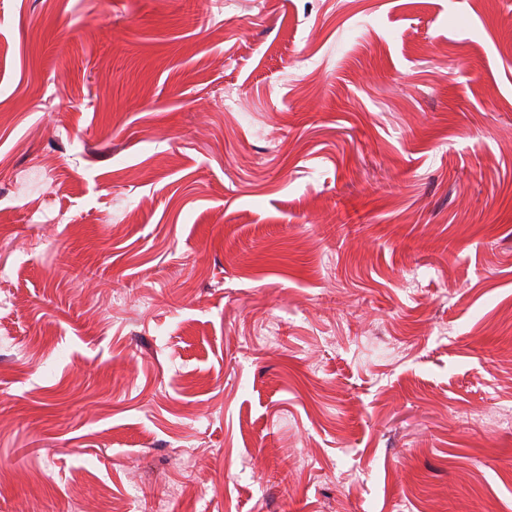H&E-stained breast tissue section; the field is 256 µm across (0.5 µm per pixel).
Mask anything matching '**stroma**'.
Masks as SVG:
<instances>
[{"label": "stroma", "instance_id": "1", "mask_svg": "<svg viewBox=\"0 0 512 512\" xmlns=\"http://www.w3.org/2000/svg\"><path fill=\"white\" fill-rule=\"evenodd\" d=\"M0 512H512V0H0Z\"/></svg>", "mask_w": 512, "mask_h": 512}]
</instances>
